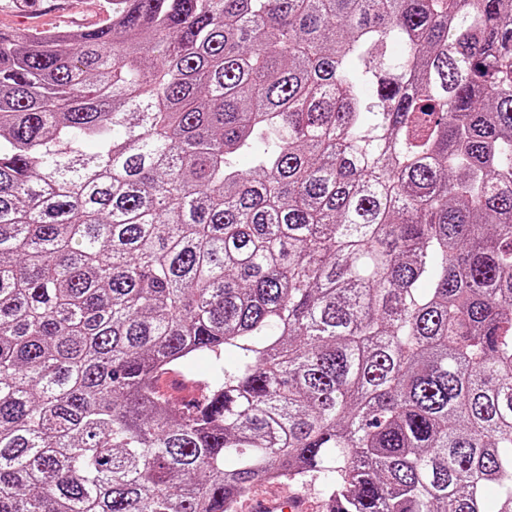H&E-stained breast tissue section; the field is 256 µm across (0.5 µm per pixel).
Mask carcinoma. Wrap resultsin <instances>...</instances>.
<instances>
[{
    "label": "carcinoma",
    "instance_id": "carcinoma-1",
    "mask_svg": "<svg viewBox=\"0 0 512 512\" xmlns=\"http://www.w3.org/2000/svg\"><path fill=\"white\" fill-rule=\"evenodd\" d=\"M314 478L326 512H512V0L0 31V512Z\"/></svg>",
    "mask_w": 512,
    "mask_h": 512
}]
</instances>
